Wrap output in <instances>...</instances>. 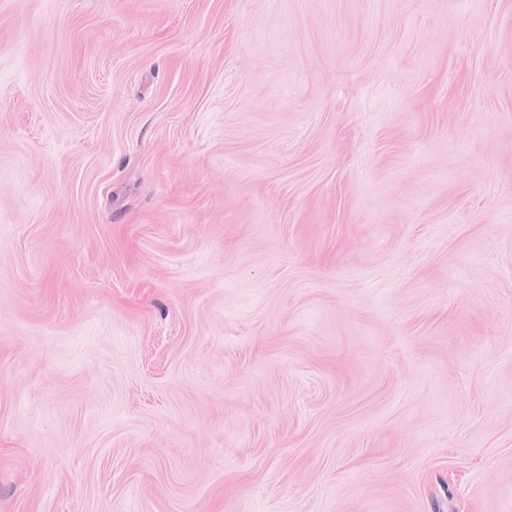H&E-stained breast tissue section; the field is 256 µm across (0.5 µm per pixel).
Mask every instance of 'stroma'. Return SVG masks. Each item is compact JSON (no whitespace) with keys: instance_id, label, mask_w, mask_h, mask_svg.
Segmentation results:
<instances>
[{"instance_id":"35a3bbf8","label":"stroma","mask_w":512,"mask_h":512,"mask_svg":"<svg viewBox=\"0 0 512 512\" xmlns=\"http://www.w3.org/2000/svg\"><path fill=\"white\" fill-rule=\"evenodd\" d=\"M0 512H512V0H0Z\"/></svg>"}]
</instances>
